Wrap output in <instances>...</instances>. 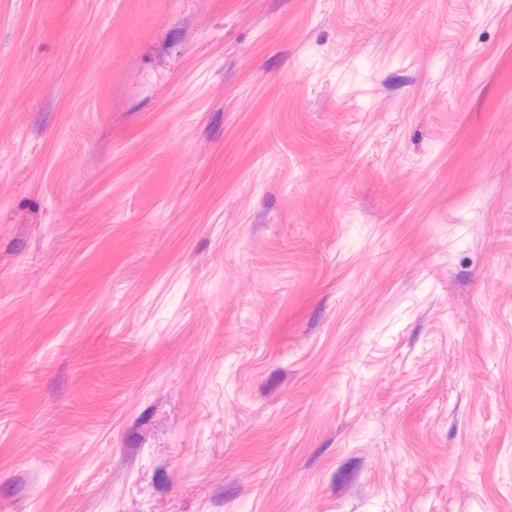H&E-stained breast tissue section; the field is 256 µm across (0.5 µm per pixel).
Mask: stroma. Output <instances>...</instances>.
I'll use <instances>...</instances> for the list:
<instances>
[{
    "label": "stroma",
    "instance_id": "obj_1",
    "mask_svg": "<svg viewBox=\"0 0 512 512\" xmlns=\"http://www.w3.org/2000/svg\"><path fill=\"white\" fill-rule=\"evenodd\" d=\"M0 512H512V0H0Z\"/></svg>",
    "mask_w": 512,
    "mask_h": 512
}]
</instances>
